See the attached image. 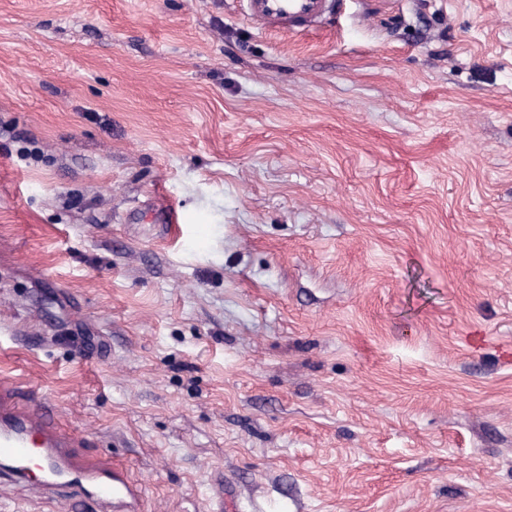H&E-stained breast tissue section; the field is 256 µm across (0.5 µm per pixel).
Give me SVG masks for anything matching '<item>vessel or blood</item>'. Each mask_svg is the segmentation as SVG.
I'll use <instances>...</instances> for the list:
<instances>
[{"label":"vessel or blood","instance_id":"1","mask_svg":"<svg viewBox=\"0 0 512 512\" xmlns=\"http://www.w3.org/2000/svg\"><path fill=\"white\" fill-rule=\"evenodd\" d=\"M247 15L260 28L303 33L337 12L341 0H245ZM12 386H0V476L23 480L38 465L42 493L70 502L82 497L90 512H140V486L120 467L79 460L83 442L64 430L44 403L13 400Z\"/></svg>","mask_w":512,"mask_h":512}]
</instances>
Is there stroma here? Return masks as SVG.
<instances>
[{"label":"stroma","instance_id":"stroma-1","mask_svg":"<svg viewBox=\"0 0 512 512\" xmlns=\"http://www.w3.org/2000/svg\"><path fill=\"white\" fill-rule=\"evenodd\" d=\"M1 381L144 512H512V0H0ZM247 16L262 29L303 33L317 28L340 9V0H244Z\"/></svg>","mask_w":512,"mask_h":512}]
</instances>
